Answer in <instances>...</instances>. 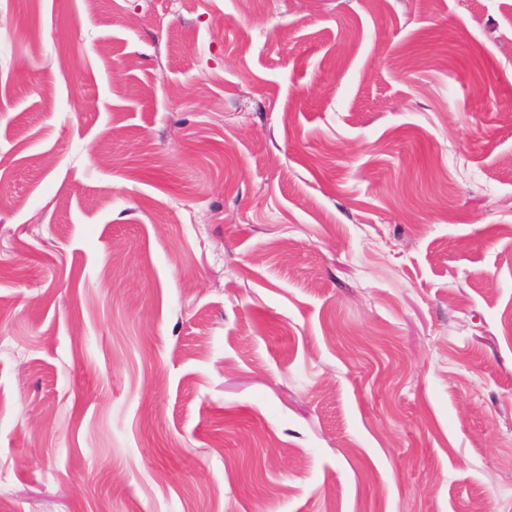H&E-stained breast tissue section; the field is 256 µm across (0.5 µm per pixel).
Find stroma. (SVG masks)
Segmentation results:
<instances>
[{
    "instance_id": "35a3bbf8",
    "label": "stroma",
    "mask_w": 512,
    "mask_h": 512,
    "mask_svg": "<svg viewBox=\"0 0 512 512\" xmlns=\"http://www.w3.org/2000/svg\"><path fill=\"white\" fill-rule=\"evenodd\" d=\"M0 512H512V0H0Z\"/></svg>"
}]
</instances>
